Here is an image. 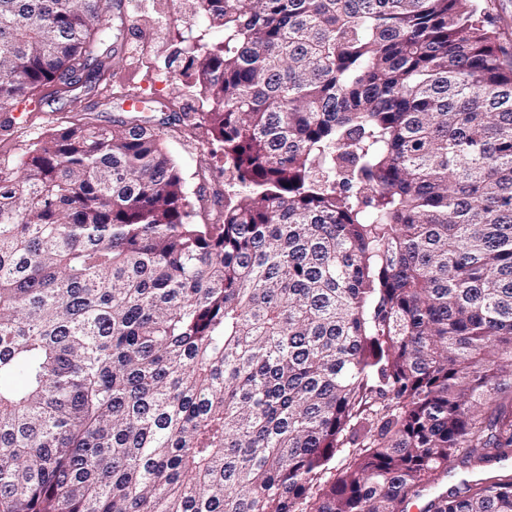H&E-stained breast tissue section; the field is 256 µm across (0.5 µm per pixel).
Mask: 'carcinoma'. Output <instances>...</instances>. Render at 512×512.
Listing matches in <instances>:
<instances>
[{"instance_id": "carcinoma-1", "label": "carcinoma", "mask_w": 512, "mask_h": 512, "mask_svg": "<svg viewBox=\"0 0 512 512\" xmlns=\"http://www.w3.org/2000/svg\"><path fill=\"white\" fill-rule=\"evenodd\" d=\"M105 0H0V109L96 88ZM177 120L0 177V512H408L512 459V63L480 0H198ZM425 512H512V472Z\"/></svg>"}]
</instances>
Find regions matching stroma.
I'll return each instance as SVG.
<instances>
[{
  "mask_svg": "<svg viewBox=\"0 0 512 512\" xmlns=\"http://www.w3.org/2000/svg\"><path fill=\"white\" fill-rule=\"evenodd\" d=\"M196 10V0H107V18L125 24L117 75L103 76L97 90L77 103L58 97L41 111L14 120L0 111V175H13L18 158L30 144L84 113L104 126L149 120L162 130L190 195H211L224 180L223 158L215 153L204 128L175 121V113L197 111L198 103L189 94L172 99L166 68L176 50L170 31L186 30Z\"/></svg>",
  "mask_w": 512,
  "mask_h": 512,
  "instance_id": "obj_1",
  "label": "stroma"
}]
</instances>
